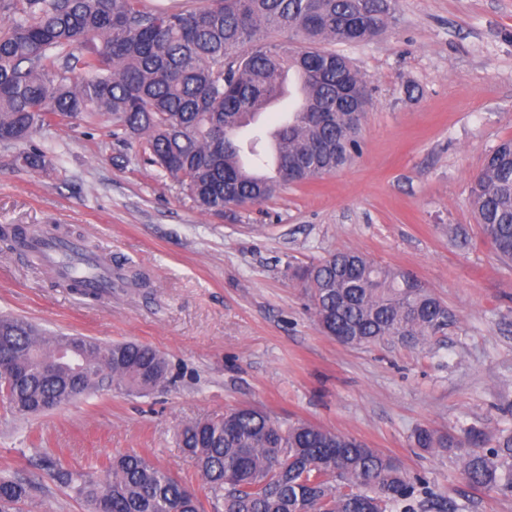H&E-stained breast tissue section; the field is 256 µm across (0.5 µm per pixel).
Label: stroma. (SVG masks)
Listing matches in <instances>:
<instances>
[{
	"label": "stroma",
	"instance_id": "obj_1",
	"mask_svg": "<svg viewBox=\"0 0 512 512\" xmlns=\"http://www.w3.org/2000/svg\"><path fill=\"white\" fill-rule=\"evenodd\" d=\"M335 50L371 96L361 154L254 207L200 211L138 147L117 146L104 118L0 145V226L78 235L148 280L86 299L0 244V314L147 344L169 364L144 395L100 391L38 417L0 405V475L37 481L25 512H88L40 480L46 452L93 476L136 453L200 488L178 430L244 404L361 440L458 512H512V493L469 485L456 459L414 442L422 427H473L490 447L512 429V269L470 204L486 156L512 137V0H398L385 34ZM23 149L47 166H23ZM340 251L413 272L447 304V328L416 348L323 333L298 273Z\"/></svg>",
	"mask_w": 512,
	"mask_h": 512
}]
</instances>
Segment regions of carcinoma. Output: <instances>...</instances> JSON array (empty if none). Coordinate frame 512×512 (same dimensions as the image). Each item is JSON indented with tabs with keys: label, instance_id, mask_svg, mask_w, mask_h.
I'll return each instance as SVG.
<instances>
[{
	"label": "carcinoma",
	"instance_id": "cac0c4a2",
	"mask_svg": "<svg viewBox=\"0 0 512 512\" xmlns=\"http://www.w3.org/2000/svg\"><path fill=\"white\" fill-rule=\"evenodd\" d=\"M141 0H0V142L20 145L54 119L105 116L119 143L133 140L149 163L189 191L203 212L237 199L261 204L281 187L344 167L360 145L368 99L349 59L320 47L383 33L397 0H211L199 10L152 13ZM297 71L273 176L259 177L264 132L254 109L284 97L282 75ZM470 197L494 253L512 262V139L501 141L473 179ZM26 228H0L10 249ZM111 283L86 265L57 283L74 293L86 277ZM318 324L344 345L416 347L448 325V307L421 281L357 252L331 254L302 270ZM0 358L23 377L0 386V402L33 416L113 387L142 394L167 380L152 347L112 343V357L84 336H45L0 316ZM481 434L457 439L420 428L418 447L454 454L468 483L512 492V431L494 448ZM195 458L204 497L137 455L109 460L94 479L47 458L52 480L90 512H448L428 482L363 442L306 422L279 423L244 405L195 420L178 433ZM35 483L0 476V512H22Z\"/></svg>",
	"mask_w": 512,
	"mask_h": 512
}]
</instances>
